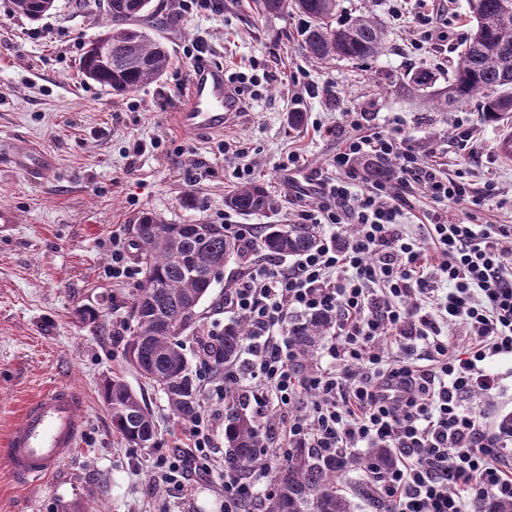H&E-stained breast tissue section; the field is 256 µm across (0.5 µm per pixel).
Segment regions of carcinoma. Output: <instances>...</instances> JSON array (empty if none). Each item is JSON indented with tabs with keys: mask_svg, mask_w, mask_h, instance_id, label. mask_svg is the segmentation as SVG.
Returning a JSON list of instances; mask_svg holds the SVG:
<instances>
[{
	"mask_svg": "<svg viewBox=\"0 0 512 512\" xmlns=\"http://www.w3.org/2000/svg\"><path fill=\"white\" fill-rule=\"evenodd\" d=\"M15 11L37 19L54 8L38 0H13ZM469 32L458 53L453 78L445 90H435L433 76L419 70L407 79L406 93L434 106H448L482 99L483 118H512V0H466ZM100 9L108 24L102 33L112 43V64L104 63L94 48L82 59L83 75L114 95L136 91L156 83L164 75L169 56L165 43L144 31L154 17L151 0H103ZM267 14L293 10L305 17L300 49L319 62L334 58H376L386 47V30L370 16H358L334 25L337 0H263ZM367 177L381 181L390 175L392 163L360 161ZM224 206L244 216L275 208L262 184L251 182L224 198ZM191 233L184 224H170L161 215L148 212L133 225L135 245L143 264L144 278L133 295L124 357L131 368L166 396L174 416L189 422L201 410L195 374L183 348L182 333L196 319L181 322L190 307L209 296L213 282L204 279L217 263L245 258L248 248L222 224H199ZM318 224H267L258 248L271 256H297L320 240ZM335 325L326 314L315 315L288 330L300 365L312 368L319 340ZM247 327L236 322L211 351L215 371L237 361ZM101 395L110 406L112 431L130 448H149L156 436L153 415L123 377H106ZM224 464L247 473L256 452L264 447L260 426L244 412L245 397L237 384L225 383ZM392 461L389 451L375 448L368 455L338 454L321 457L308 448H292L273 471V490L265 499V512H353L352 500L380 508L372 483L375 472ZM476 512H512V501L488 497L476 504Z\"/></svg>",
	"mask_w": 512,
	"mask_h": 512,
	"instance_id": "1",
	"label": "carcinoma"
}]
</instances>
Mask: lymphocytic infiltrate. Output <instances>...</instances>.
I'll use <instances>...</instances> for the list:
<instances>
[{
    "label": "lymphocytic infiltrate",
    "mask_w": 512,
    "mask_h": 512,
    "mask_svg": "<svg viewBox=\"0 0 512 512\" xmlns=\"http://www.w3.org/2000/svg\"><path fill=\"white\" fill-rule=\"evenodd\" d=\"M363 155L393 157L391 179L357 172L352 162ZM330 168L319 204L298 213L329 235L289 265L251 260L224 296L225 312L248 326L241 361L214 371L207 357L222 328L197 338L205 408L183 427L187 447L156 456V482L181 491L193 474L216 472L224 512H252L255 482L215 465L230 379L282 447L322 456L370 443L396 449L398 461L378 479L381 512H473L480 499H512V469L500 460L512 443L466 402L494 389V359L512 358V225L451 213L469 199L468 183L426 162L396 118L346 138ZM413 185L433 204L419 232L407 228L399 194ZM347 224L353 234H343ZM325 311L336 316V334L325 366L309 374L288 340V317ZM456 321L472 339L462 356L444 334ZM308 395L311 407H301Z\"/></svg>",
    "instance_id": "lymphocytic-infiltrate-1"
}]
</instances>
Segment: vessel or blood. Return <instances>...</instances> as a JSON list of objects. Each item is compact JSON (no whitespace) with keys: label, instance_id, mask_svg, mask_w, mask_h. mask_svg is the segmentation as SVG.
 Wrapping results in <instances>:
<instances>
[{"label":"vessel or blood","instance_id":"b4317fda","mask_svg":"<svg viewBox=\"0 0 512 512\" xmlns=\"http://www.w3.org/2000/svg\"><path fill=\"white\" fill-rule=\"evenodd\" d=\"M242 107L223 68L196 69L186 102L175 113L181 129L197 133L219 131ZM16 166L33 178L47 176L52 162L47 154L22 149L13 155ZM82 428L81 398L66 386L50 389L30 403L8 439L0 445L13 478L29 484L53 474L60 462L78 446Z\"/></svg>","mask_w":512,"mask_h":512}]
</instances>
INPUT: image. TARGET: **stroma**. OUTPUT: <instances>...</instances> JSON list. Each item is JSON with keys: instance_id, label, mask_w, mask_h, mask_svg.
I'll list each match as a JSON object with an SVG mask.
<instances>
[{"instance_id": "35a3bbf8", "label": "stroma", "mask_w": 512, "mask_h": 512, "mask_svg": "<svg viewBox=\"0 0 512 512\" xmlns=\"http://www.w3.org/2000/svg\"><path fill=\"white\" fill-rule=\"evenodd\" d=\"M165 17L160 34L170 64L160 81L115 95L86 79L80 61L86 44L107 19L94 0H56L50 14L33 20L0 0V141L24 144L52 156L48 176L34 180L0 161V208L14 224L0 229V443L25 406L48 388L72 386L82 398L83 432L59 469L30 485L16 483L0 459V512H87L104 503L110 512H151L154 502L170 512H224L217 475H199L184 491L153 486L151 467L159 447L181 445L182 422L164 394L126 363L123 355L128 306L139 279L113 281L109 271L113 236L132 240V226L151 211L172 224L231 221L263 227L298 221L297 196L325 178L331 158L352 130L342 113L366 115L367 127L399 118L401 134L425 158H437L443 173L464 172L474 188L487 178L497 195L480 206L453 205L454 213L476 211L484 224L512 225V165L495 152L498 135L512 120L485 122L479 100L432 108L406 97L400 85L425 69L447 86L456 49L469 30L465 0H339V18H377L388 36L386 52L374 59L310 62L299 51L303 20L288 12L266 15L259 0H213L194 17L177 0H152ZM427 12L445 16L446 36L417 51L412 19ZM203 37L206 64L225 73H266L258 98L223 131H182L173 114L185 99L193 62L185 55ZM305 113L303 125L288 121ZM467 116L471 143H462L456 120ZM146 143L134 154L133 141ZM158 148H151V141ZM241 141L251 150L254 178L280 202L278 210L245 217L227 212L224 197L238 187L232 153L223 143ZM300 157L295 171L282 170L288 154ZM245 263L228 264L201 308L199 328L224 316V292ZM83 308L97 310L82 321ZM499 386L472 396L492 422L512 415V360L499 359ZM120 375L146 399L157 435L150 448H131L112 430L100 391L106 375Z\"/></svg>"}]
</instances>
